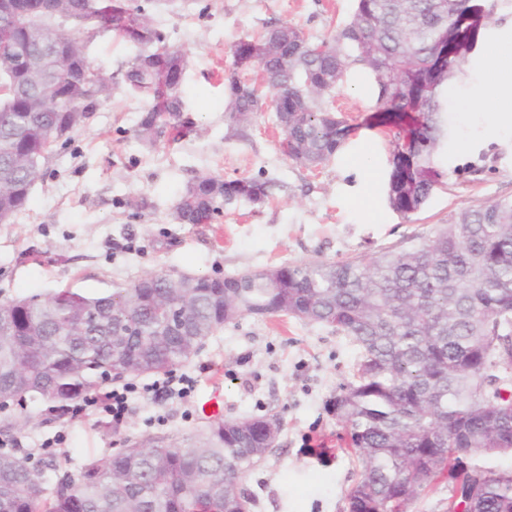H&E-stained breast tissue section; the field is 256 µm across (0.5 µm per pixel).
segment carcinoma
Returning <instances> with one entry per match:
<instances>
[{
    "label": "carcinoma",
    "mask_w": 512,
    "mask_h": 512,
    "mask_svg": "<svg viewBox=\"0 0 512 512\" xmlns=\"http://www.w3.org/2000/svg\"><path fill=\"white\" fill-rule=\"evenodd\" d=\"M0 28L30 51L43 83L15 93L22 66L0 45V221L29 201L51 147L84 121L72 118L86 96L112 84L93 62L52 61L44 49L78 48L85 33L111 29L137 49L125 83L149 105L136 130L147 145L183 129L185 56L170 48L139 0H93L85 20L54 30L50 5L68 14L78 0H13ZM469 0H355L349 20L316 53L297 50L302 34L287 23L233 45L236 67L227 116L248 125L263 110L265 87L278 100L282 152L315 168L343 149L357 126L326 104L355 68L376 91V126L392 146L387 197L409 217L444 173L436 157L446 136L441 96L462 72L473 39ZM266 183L200 175L182 192L180 224H209L239 199L258 203ZM238 276L192 275L185 288L152 271L104 296L65 289L0 302V437L13 439L11 410H70L101 389L112 365L130 375L166 373L195 353L202 337L243 315H286L331 326L361 349L354 381L331 401L350 431L362 466L348 512H401L436 479L448 480V512H512V469L487 462L512 457V199L466 207L423 243L368 262L280 264ZM181 311L172 330L170 313ZM255 425L215 421L181 443L155 436L140 447L81 464L56 479L54 461L0 450V512H239L249 497L226 477L251 471L270 451Z\"/></svg>",
    "instance_id": "1"
}]
</instances>
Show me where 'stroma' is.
<instances>
[{
	"label": "stroma",
	"mask_w": 512,
	"mask_h": 512,
	"mask_svg": "<svg viewBox=\"0 0 512 512\" xmlns=\"http://www.w3.org/2000/svg\"><path fill=\"white\" fill-rule=\"evenodd\" d=\"M471 2L482 8L476 39L463 73L442 96L447 136L437 164L445 183L405 218L387 200L388 141L381 129L362 125L376 101L364 73L352 71L330 100L358 131L314 170L282 153L271 107L243 134L225 114L236 41L276 23L312 41L331 38L355 0H150L155 27L187 58L182 96L196 130L144 145L135 131L147 102L124 82L136 49L112 31L98 34L88 53L114 90L56 146L25 208L0 224V301L65 288L99 294L154 270L227 276L284 263L365 261L422 243L461 208L511 198L512 132L489 135L484 102L463 113L457 99L495 76L486 45L512 40V0ZM461 139L468 146L463 155ZM201 174L265 181L268 196L224 206L210 224L177 223L176 203ZM359 356L358 346L332 327L245 315L173 368V376L192 381L189 398L155 397L143 390L150 377L138 376L123 422L80 402L51 422L15 429L13 446L33 467L51 459L73 474L86 460L118 451L120 441L199 432L208 423L200 399L217 386L223 420L274 416L282 423L273 449L244 481L249 512H347L361 467L346 424L327 405L352 380Z\"/></svg>",
	"instance_id": "stroma-1"
}]
</instances>
